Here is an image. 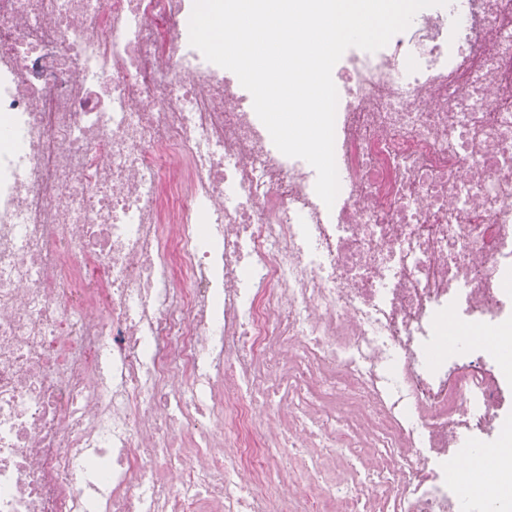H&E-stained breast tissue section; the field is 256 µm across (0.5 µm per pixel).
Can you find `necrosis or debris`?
Returning a JSON list of instances; mask_svg holds the SVG:
<instances>
[{
    "label": "necrosis or debris",
    "instance_id": "obj_1",
    "mask_svg": "<svg viewBox=\"0 0 512 512\" xmlns=\"http://www.w3.org/2000/svg\"><path fill=\"white\" fill-rule=\"evenodd\" d=\"M193 3L0 0V512H512V0L343 54L330 208Z\"/></svg>",
    "mask_w": 512,
    "mask_h": 512
}]
</instances>
